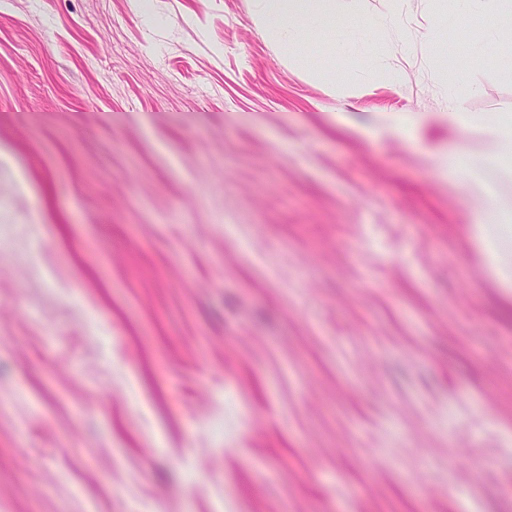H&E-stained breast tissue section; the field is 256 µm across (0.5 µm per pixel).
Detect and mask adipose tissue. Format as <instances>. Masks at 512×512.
Here are the masks:
<instances>
[{
    "mask_svg": "<svg viewBox=\"0 0 512 512\" xmlns=\"http://www.w3.org/2000/svg\"><path fill=\"white\" fill-rule=\"evenodd\" d=\"M251 5L256 24L279 40L292 58L301 51L304 31L335 27L340 14V0H251ZM455 5L459 17L480 19L474 40L488 53H495L504 44L512 46V0H455ZM474 91L466 68H458L455 89L448 99L449 121L479 131L497 152L512 153V136L504 132L512 125V103L504 104L498 116L476 115L464 107Z\"/></svg>",
    "mask_w": 512,
    "mask_h": 512,
    "instance_id": "ef3b65f1",
    "label": "adipose tissue"
}]
</instances>
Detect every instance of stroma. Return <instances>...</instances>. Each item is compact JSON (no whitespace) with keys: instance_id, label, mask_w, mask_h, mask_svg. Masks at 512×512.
<instances>
[{"instance_id":"35a3bbf8","label":"stroma","mask_w":512,"mask_h":512,"mask_svg":"<svg viewBox=\"0 0 512 512\" xmlns=\"http://www.w3.org/2000/svg\"><path fill=\"white\" fill-rule=\"evenodd\" d=\"M139 2L0 0V512H512V289L438 162L512 214L443 110L472 22L347 0L403 31L297 61ZM456 157V152L448 151V164H442V166L456 180L465 196H480L482 198L484 204L483 214L490 211L488 204H493L495 199L494 190L484 182L476 168L457 161Z\"/></svg>"}]
</instances>
